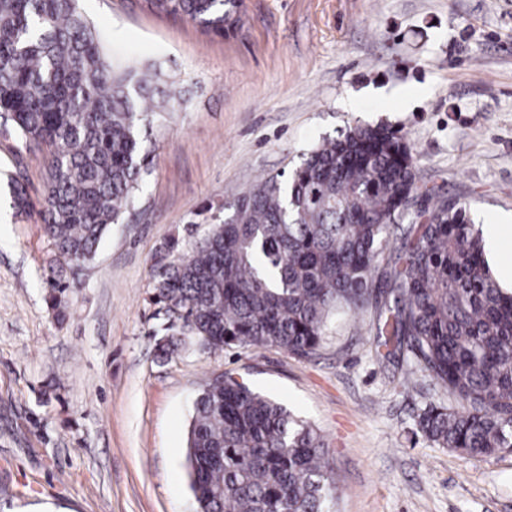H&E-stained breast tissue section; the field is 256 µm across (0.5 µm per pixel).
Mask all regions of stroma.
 Wrapping results in <instances>:
<instances>
[{
  "mask_svg": "<svg viewBox=\"0 0 512 512\" xmlns=\"http://www.w3.org/2000/svg\"><path fill=\"white\" fill-rule=\"evenodd\" d=\"M79 8L114 59L180 79L188 108L145 133L146 187L74 275L63 322L44 300L51 242L0 185V512H197L192 404L225 373L320 430L335 512H512V449L470 457L418 432L444 395L421 375L403 384L406 350L378 354L375 302L331 319L308 357L191 347L165 364L148 302L169 237L222 223L238 195L348 126L399 131L421 183L474 225L511 212L512 0H243L221 35L145 0ZM42 157L0 134V174L37 207Z\"/></svg>",
  "mask_w": 512,
  "mask_h": 512,
  "instance_id": "1",
  "label": "stroma"
}]
</instances>
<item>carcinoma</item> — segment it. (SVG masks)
Instances as JSON below:
<instances>
[{"label":"carcinoma","instance_id":"carcinoma-1","mask_svg":"<svg viewBox=\"0 0 512 512\" xmlns=\"http://www.w3.org/2000/svg\"><path fill=\"white\" fill-rule=\"evenodd\" d=\"M215 32L234 27L242 0H150ZM179 81L160 65L116 64L78 0H0V125L48 148L44 203L34 210L14 178L13 207L35 214L53 246L45 302L65 317L67 267L89 263L110 224L150 174L142 128L184 109ZM418 157L386 125L325 138L289 172L238 196L224 223L193 240L168 239L150 267L149 301L166 324L153 333L162 363L195 342L210 352L319 348L329 319L385 289L378 333L406 344L404 374H426L452 399L429 403L418 431L468 456L512 448V294L484 258L467 206L441 200L400 213L416 195ZM400 248L383 283L376 264L391 231ZM199 512H334L324 438L309 421L232 376L197 395L188 432Z\"/></svg>","mask_w":512,"mask_h":512}]
</instances>
